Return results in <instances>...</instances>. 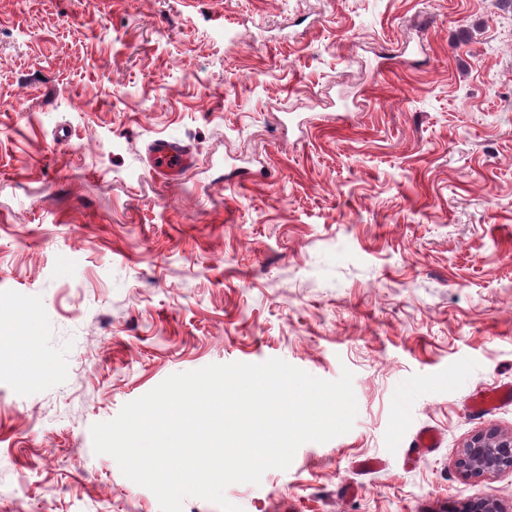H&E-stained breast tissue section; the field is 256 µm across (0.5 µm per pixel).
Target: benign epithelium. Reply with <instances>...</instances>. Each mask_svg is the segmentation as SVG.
I'll list each match as a JSON object with an SVG mask.
<instances>
[{"label":"benign epithelium","mask_w":512,"mask_h":512,"mask_svg":"<svg viewBox=\"0 0 512 512\" xmlns=\"http://www.w3.org/2000/svg\"><path fill=\"white\" fill-rule=\"evenodd\" d=\"M455 469L465 480L490 478L512 471V432L487 428L473 434L462 446ZM459 512H502L495 500L467 501Z\"/></svg>","instance_id":"1"}]
</instances>
